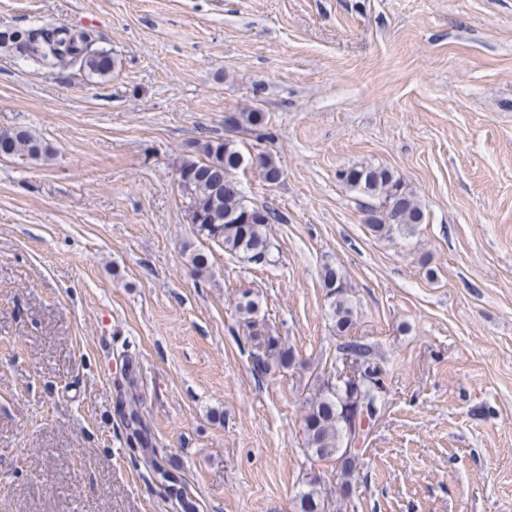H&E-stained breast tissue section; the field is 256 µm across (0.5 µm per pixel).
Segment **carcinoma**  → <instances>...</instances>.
Returning a JSON list of instances; mask_svg holds the SVG:
<instances>
[{"instance_id": "cac0c4a2", "label": "carcinoma", "mask_w": 512, "mask_h": 512, "mask_svg": "<svg viewBox=\"0 0 512 512\" xmlns=\"http://www.w3.org/2000/svg\"><path fill=\"white\" fill-rule=\"evenodd\" d=\"M31 63L39 70L75 69L87 79L105 80L117 67L112 51L96 46L88 30H67L64 27L38 25L0 32V48ZM248 132L259 141L270 142L275 131L269 127L264 113L257 109L233 112L224 118V137L207 140L194 146L197 158H185L177 169L178 181L189 199V219L197 235L220 244L224 252L246 262L268 263L276 243L268 233V225L283 221L274 208L249 200L239 188L235 174L244 163L234 134ZM27 156L39 159L48 155V147L28 130L19 127L0 132V157ZM263 180L274 185L283 176L281 166L269 153L259 152L252 158ZM346 186L361 197L366 213L365 224L374 235L392 239L411 236L425 221L424 210L401 177L381 166H352L339 173ZM323 288L330 300L336 335L345 336L353 322L354 311L348 284L339 271L329 265L322 272ZM249 340L257 346L250 353L255 374L263 376L271 370V361L282 367L295 363L292 350L284 348L277 336L271 335L259 318L260 299L251 292L242 294L238 304ZM338 353L357 366L358 382L343 373L317 379L305 398L303 432L310 456L318 461L337 464L339 493L332 494L312 477L301 487L293 502L294 512H340L349 497L358 457L348 453L355 421L373 426L386 409V387L381 370L375 362L374 347L360 341H343ZM126 389L121 396L120 413L128 436L142 449L143 463L150 466L156 480L187 510L193 504L182 490L183 480L175 471L179 466L171 459L163 464L151 448V434L142 418V402L137 390L136 367L126 359Z\"/></svg>"}]
</instances>
